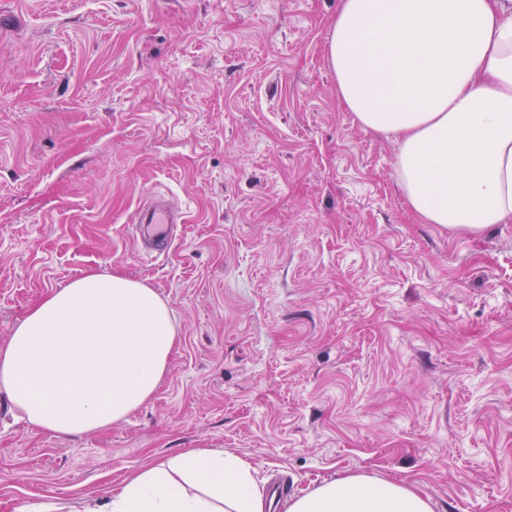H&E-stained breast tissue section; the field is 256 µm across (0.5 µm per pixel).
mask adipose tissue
Listing matches in <instances>:
<instances>
[{
    "mask_svg": "<svg viewBox=\"0 0 512 512\" xmlns=\"http://www.w3.org/2000/svg\"><path fill=\"white\" fill-rule=\"evenodd\" d=\"M327 58L342 106L394 136L395 169L425 224L512 223V0H339ZM179 342L148 285L87 273L50 291L0 347V391L58 437L110 427L159 388ZM90 512H265L251 464L227 451L153 460ZM288 512H432L403 481L326 480Z\"/></svg>",
    "mask_w": 512,
    "mask_h": 512,
    "instance_id": "adipose-tissue-1",
    "label": "adipose tissue"
}]
</instances>
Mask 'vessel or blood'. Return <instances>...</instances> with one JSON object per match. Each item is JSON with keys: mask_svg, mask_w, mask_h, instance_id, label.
Returning <instances> with one entry per match:
<instances>
[{"mask_svg": "<svg viewBox=\"0 0 512 512\" xmlns=\"http://www.w3.org/2000/svg\"><path fill=\"white\" fill-rule=\"evenodd\" d=\"M131 224L133 240L143 259H156L170 249L175 238V220L165 197L152 195L134 212Z\"/></svg>", "mask_w": 512, "mask_h": 512, "instance_id": "obj_1", "label": "vessel or blood"}]
</instances>
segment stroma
Masks as SVG:
<instances>
[{
	"mask_svg": "<svg viewBox=\"0 0 512 512\" xmlns=\"http://www.w3.org/2000/svg\"><path fill=\"white\" fill-rule=\"evenodd\" d=\"M338 0H0V345L48 291L118 271L179 344L102 431L0 393V512H84L152 458L229 450L260 488L367 473L433 512H512V223L423 224L392 139L336 96ZM152 191L182 235L141 259Z\"/></svg>",
	"mask_w": 512,
	"mask_h": 512,
	"instance_id": "35a3bbf8",
	"label": "stroma"
}]
</instances>
